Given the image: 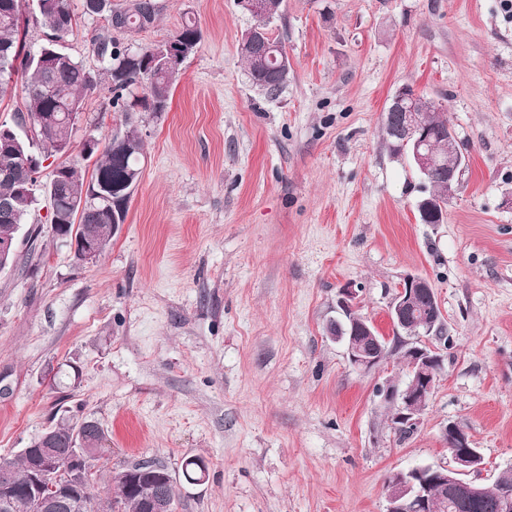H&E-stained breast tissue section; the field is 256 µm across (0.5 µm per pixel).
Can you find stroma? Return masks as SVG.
Masks as SVG:
<instances>
[{"label":"stroma","instance_id":"1","mask_svg":"<svg viewBox=\"0 0 512 512\" xmlns=\"http://www.w3.org/2000/svg\"><path fill=\"white\" fill-rule=\"evenodd\" d=\"M140 47L192 17L203 39L166 112L142 114L141 178L105 253L78 264L49 222L26 217L0 272V458L60 423L96 421L112 468L174 479L177 512H385L397 470L451 461L462 427L492 485L512 467V9L504 0H282L269 25L291 68L275 96L249 81L237 0H158ZM84 15L66 51L93 76ZM409 85L435 100L466 164L441 224L424 182L394 159L382 114ZM88 95L69 154L120 124ZM429 280L444 358L418 430L388 428L376 389L398 359L355 370L326 327L336 293L393 336L404 279ZM204 482L182 474L189 458Z\"/></svg>","mask_w":512,"mask_h":512}]
</instances>
